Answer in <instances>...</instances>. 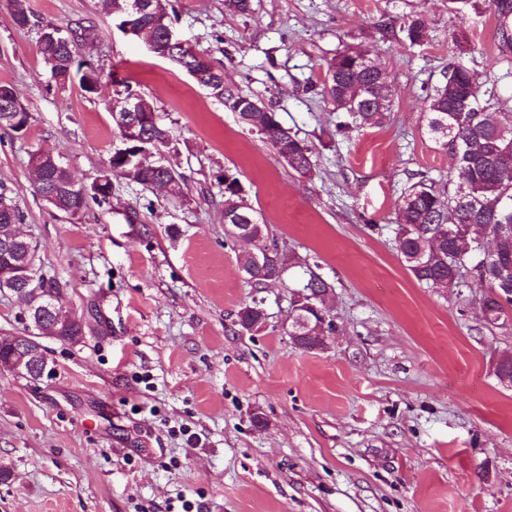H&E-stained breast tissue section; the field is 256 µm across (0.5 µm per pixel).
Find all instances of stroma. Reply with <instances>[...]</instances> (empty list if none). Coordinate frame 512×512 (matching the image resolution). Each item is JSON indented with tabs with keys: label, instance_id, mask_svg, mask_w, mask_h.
I'll use <instances>...</instances> for the list:
<instances>
[{
	"label": "stroma",
	"instance_id": "obj_1",
	"mask_svg": "<svg viewBox=\"0 0 512 512\" xmlns=\"http://www.w3.org/2000/svg\"><path fill=\"white\" fill-rule=\"evenodd\" d=\"M14 27L0 0V82L30 118L0 128V190L25 215L37 263L56 278L85 334L42 344L52 377L0 370V512H512V387L493 364L512 354V311L488 320L477 281L431 288L407 269L394 219L413 173L447 174L426 134V105L451 64L512 109V50L500 51L490 0H176L173 25L224 71V87L262 100L312 153L301 175L177 65L122 34L102 0H26ZM423 16L411 45L388 18ZM94 30L78 59L100 96L60 89L39 26ZM358 46L395 89L380 125L347 121L324 94L328 62ZM150 99L173 133L183 194L122 177L81 216L33 195L29 155L60 156L89 183L117 139L112 77ZM235 178L290 268L266 288L241 270L248 243L224 231ZM137 223H128L129 214ZM332 286L324 350L290 335L304 266ZM262 308L260 329L238 311Z\"/></svg>",
	"mask_w": 512,
	"mask_h": 512
}]
</instances>
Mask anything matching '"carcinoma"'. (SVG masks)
Segmentation results:
<instances>
[{"label":"carcinoma","mask_w":512,"mask_h":512,"mask_svg":"<svg viewBox=\"0 0 512 512\" xmlns=\"http://www.w3.org/2000/svg\"><path fill=\"white\" fill-rule=\"evenodd\" d=\"M143 11L133 15L130 24L132 36L146 30L154 38L153 55L183 68L197 64L195 82L224 107L235 110L250 96L224 94V71L212 63H199L192 48L175 46L167 38L171 27L169 0H144ZM497 18L500 47L512 49V0H491ZM412 45H421L427 37L423 17L417 15L404 26ZM38 48L44 64L49 68L56 86L63 87L79 80L80 88L88 94L101 91V74L90 60L75 61L73 45L76 38L92 40L93 29L85 27L82 33L52 23L41 26ZM366 51L351 47L337 54L327 64L329 75L324 90L331 101L348 96L352 86H364L362 96L342 107L363 125H377L390 110L394 90L390 81L381 82L377 74L364 67ZM11 85L0 83V127L20 131V124L28 123L26 107L9 96ZM141 117L149 116L148 139L160 143L172 141V131L160 123L153 104L141 98ZM250 129L267 140L281 156L288 158L293 171L306 175L312 172L313 162L309 148L283 127L277 113L271 108L264 112H239ZM427 134L430 140L451 159L456 175L448 181H436L420 174L403 197L396 225L400 252L415 279L433 288H458L461 269L472 265L475 279L488 294L483 297L487 317L498 320L512 306V111L488 112L487 100L481 93L479 75L462 63L448 67L445 81L429 97L427 106ZM43 175L42 184L34 186L41 198L51 194L48 203L71 216L82 215L90 204L101 205L108 200L110 177H123L143 187L163 183L172 194L183 193L185 177L165 161L157 167L125 172L122 163L109 159V167L101 175L105 182L98 193L81 196L71 184L68 167L51 154L39 151L30 155ZM240 184L224 182V224H257L253 208H239ZM24 220L18 206L0 196V288L24 287L20 279L30 261L29 248L23 242L3 246V239L11 233L14 224ZM255 250L263 256V267L251 259L242 265L245 279L253 288L265 286L274 274L285 271L278 245L258 238ZM330 287L322 276L308 270L301 289L293 291L291 306H306L305 314L311 327L319 318L307 308L320 306L317 296ZM31 308L22 311L29 323L44 319L45 329L63 341H76L83 335L79 323L58 312L51 314L42 308L45 299L29 291ZM494 375L501 384L512 386V355H502L494 365Z\"/></svg>","instance_id":"1"}]
</instances>
